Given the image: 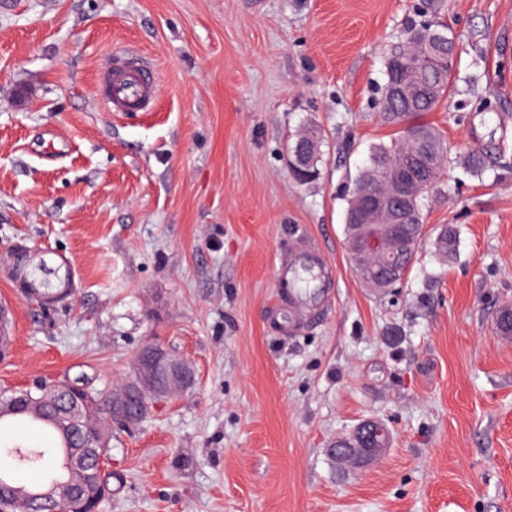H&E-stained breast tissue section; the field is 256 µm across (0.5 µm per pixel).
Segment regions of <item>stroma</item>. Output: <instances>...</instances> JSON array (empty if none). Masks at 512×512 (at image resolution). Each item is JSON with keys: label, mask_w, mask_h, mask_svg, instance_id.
I'll return each instance as SVG.
<instances>
[{"label": "stroma", "mask_w": 512, "mask_h": 512, "mask_svg": "<svg viewBox=\"0 0 512 512\" xmlns=\"http://www.w3.org/2000/svg\"><path fill=\"white\" fill-rule=\"evenodd\" d=\"M424 20L457 42L456 91L425 116L452 165L402 284L377 293L348 260V191L395 131L388 48ZM112 52L149 60L152 111L100 102ZM307 123L325 142L301 183ZM21 246L66 263V300L18 290ZM305 249L329 306L291 334L274 270ZM1 301L0 389L81 365L108 391L149 343L192 371L114 428L124 483L101 512H512V336L494 325L512 305V0H0ZM368 420L390 442L346 469L330 448ZM317 147V141L311 136L310 130L306 128L303 135L293 148L292 160L290 163L291 172L300 176L308 172L310 167L309 155Z\"/></svg>", "instance_id": "1"}]
</instances>
